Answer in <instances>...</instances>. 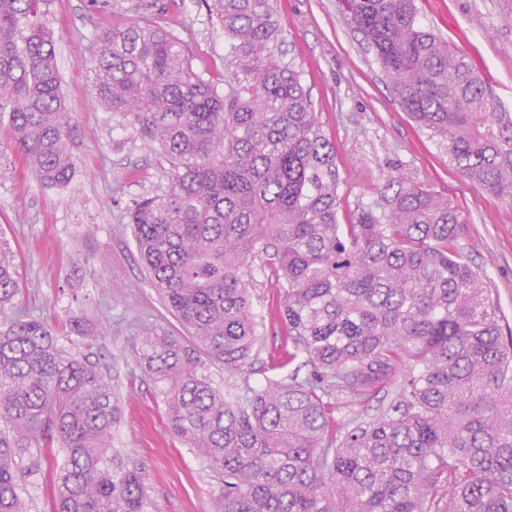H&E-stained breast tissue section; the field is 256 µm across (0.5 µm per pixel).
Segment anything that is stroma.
<instances>
[{"label": "stroma", "mask_w": 512, "mask_h": 512, "mask_svg": "<svg viewBox=\"0 0 512 512\" xmlns=\"http://www.w3.org/2000/svg\"><path fill=\"white\" fill-rule=\"evenodd\" d=\"M131 0H44L43 21L55 39L61 91L75 127L74 175L64 187L38 181L25 167L0 123V239L13 251L20 293L0 309V325L30 314L55 325L61 345L86 355L119 394L112 448L138 468L148 512H213L223 486L194 450L168 427L167 407L135 349L143 331H186L152 288L121 214L164 186L166 164L120 115L95 98L91 45L104 28L134 21ZM157 27L185 45L195 71L224 75V32L199 0H155ZM424 27L462 51L490 86L502 112L512 113V0H416ZM287 34L286 59L302 70L320 126L336 151L340 207L347 224L359 203L377 199L388 175L421 183L447 196L464 223L462 244L489 278L492 299L512 322V200L490 195L448 163V149L398 106L379 64L347 22L340 0H278ZM254 303L263 315L264 350L252 370L225 373L204 362L217 388L264 385L281 324L271 303L277 293L256 281ZM96 337L94 346L83 339Z\"/></svg>", "instance_id": "35a3bbf8"}]
</instances>
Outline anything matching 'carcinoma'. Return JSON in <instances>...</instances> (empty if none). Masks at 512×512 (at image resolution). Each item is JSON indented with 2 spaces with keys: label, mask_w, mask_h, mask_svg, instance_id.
Masks as SVG:
<instances>
[{
  "label": "carcinoma",
  "mask_w": 512,
  "mask_h": 512,
  "mask_svg": "<svg viewBox=\"0 0 512 512\" xmlns=\"http://www.w3.org/2000/svg\"><path fill=\"white\" fill-rule=\"evenodd\" d=\"M224 29V85L135 3L92 43L96 94L168 164L166 186L127 218L149 280L195 341L153 329L138 360L168 426L224 476L215 512H512V329L459 243L461 216L423 184L338 222L336 156L299 67L285 60L276 0H202ZM400 106L449 162L512 199V115L467 58L417 19L414 0H343ZM40 0H0V122L42 183H70L74 126ZM392 194H387V191ZM277 290L279 370L223 392L196 350L252 367V287ZM0 241V305L18 294ZM383 394L376 414L355 407ZM110 380L36 317L0 328V512H27L26 476L64 452L51 512H146L140 472L117 463Z\"/></svg>",
  "instance_id": "carcinoma-1"
}]
</instances>
